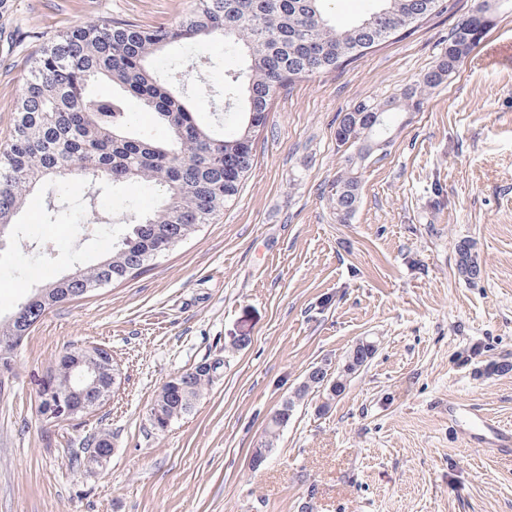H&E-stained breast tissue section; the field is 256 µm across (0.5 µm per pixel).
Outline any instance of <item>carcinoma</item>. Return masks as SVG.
I'll use <instances>...</instances> for the list:
<instances>
[{"label": "carcinoma", "instance_id": "carcinoma-1", "mask_svg": "<svg viewBox=\"0 0 512 512\" xmlns=\"http://www.w3.org/2000/svg\"><path fill=\"white\" fill-rule=\"evenodd\" d=\"M328 0H194L169 26L146 28L126 20L77 26L59 35L31 60L15 108L10 143L0 149V230L15 223L26 192L46 176H75L90 187L139 183L151 189L156 204L142 211L112 245V256L45 284L23 302L26 315L0 321V364L9 363L18 344L8 336H28L32 323L47 310L78 299L85 288H104L148 271L169 252L165 244L185 241L198 226L209 224L238 197L256 157V134L282 91L315 74L356 61L374 47L409 34L432 16L448 12V0H374L363 17L336 26L326 17ZM501 0H481L462 19L436 64L416 86L383 101L363 100L336 127L337 151L346 166L329 184L334 214L354 215L360 196L358 165L368 159L370 142L386 134L398 117L421 111L428 90L445 84L462 60L488 32L485 19L495 16ZM224 40L227 51L244 57L245 66L224 71V80L195 87L194 62L166 79L153 59L168 47ZM105 79L117 92L100 96L94 83ZM222 100L235 110L232 129L221 135L198 120L196 108ZM153 113L167 135L156 139L132 130L129 103ZM458 270L472 278L479 267L472 245H458ZM74 346L50 367L47 382L56 394L69 393L68 366ZM372 346L357 344L347 356V372L337 384L322 386L313 373L281 405L271 419L264 447L288 422L297 402L320 388L331 398L345 390L359 371L354 358L366 361ZM221 363L200 365L166 382L155 400L168 423L188 413L212 384ZM92 448H112L100 432L80 441L71 456L82 464Z\"/></svg>", "mask_w": 512, "mask_h": 512}]
</instances>
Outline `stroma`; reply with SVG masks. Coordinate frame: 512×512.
<instances>
[{"label":"stroma","instance_id":"stroma-1","mask_svg":"<svg viewBox=\"0 0 512 512\" xmlns=\"http://www.w3.org/2000/svg\"><path fill=\"white\" fill-rule=\"evenodd\" d=\"M193 0H8L0 11V144L30 59L76 26H159ZM477 0L334 72L280 94L236 201L146 274L48 311L0 379V512H512V447L467 446L448 406L512 429V0L446 84L360 171L361 203L338 223L324 193L342 166L341 114L401 93L438 60ZM205 60V82L242 67L220 40L176 45L167 74ZM138 183L94 191L54 179L27 192L0 235V318L34 290L97 264L134 212ZM69 214L51 223L52 211ZM468 239L479 279L459 275ZM369 364L342 395L297 403L260 467L267 424L321 361ZM74 342L111 350L124 379L79 423L38 414L49 367ZM221 363L166 430L149 412L167 380ZM110 433L105 466L72 467L86 435Z\"/></svg>","mask_w":512,"mask_h":512}]
</instances>
